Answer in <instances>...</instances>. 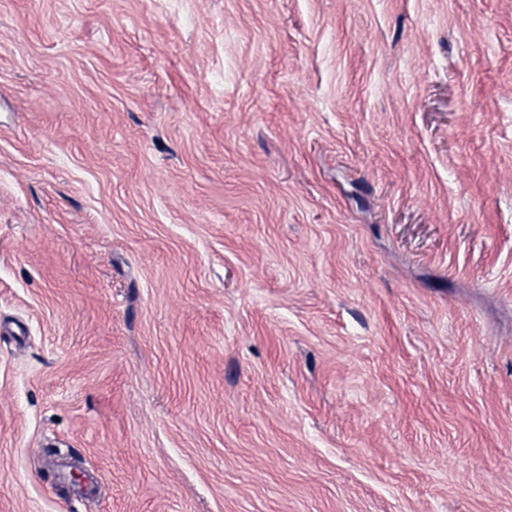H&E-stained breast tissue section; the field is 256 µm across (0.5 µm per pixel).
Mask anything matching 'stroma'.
I'll use <instances>...</instances> for the list:
<instances>
[{"mask_svg": "<svg viewBox=\"0 0 512 512\" xmlns=\"http://www.w3.org/2000/svg\"><path fill=\"white\" fill-rule=\"evenodd\" d=\"M0 512H512V0H0Z\"/></svg>", "mask_w": 512, "mask_h": 512, "instance_id": "1", "label": "stroma"}]
</instances>
